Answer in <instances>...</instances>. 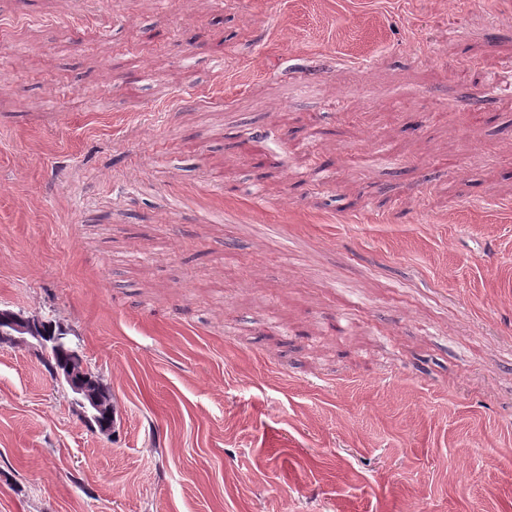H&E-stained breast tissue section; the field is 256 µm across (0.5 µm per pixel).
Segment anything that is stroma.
I'll use <instances>...</instances> for the list:
<instances>
[{
  "mask_svg": "<svg viewBox=\"0 0 512 512\" xmlns=\"http://www.w3.org/2000/svg\"><path fill=\"white\" fill-rule=\"evenodd\" d=\"M0 512H512V0H0ZM2 320L8 322L7 327L0 328V341H26V336L35 339L45 355L48 353V344L50 342H60L64 336H50L45 331L44 321L42 319H30L22 314L8 309H0ZM53 374L56 379H64L71 391L76 395L77 401L85 409L88 420L96 423L100 404L92 387L98 384L97 379L87 372L76 371L72 365L65 369L55 370Z\"/></svg>",
  "mask_w": 512,
  "mask_h": 512,
  "instance_id": "1",
  "label": "stroma"
}]
</instances>
